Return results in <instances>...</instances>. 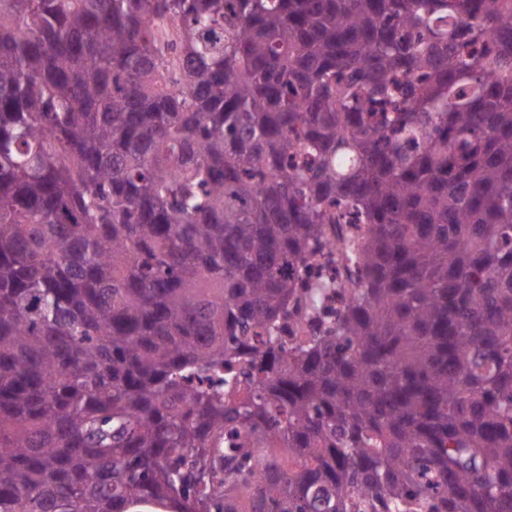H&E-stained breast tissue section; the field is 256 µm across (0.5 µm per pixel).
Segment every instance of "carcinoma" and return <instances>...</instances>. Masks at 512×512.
Instances as JSON below:
<instances>
[{"label": "carcinoma", "mask_w": 512, "mask_h": 512, "mask_svg": "<svg viewBox=\"0 0 512 512\" xmlns=\"http://www.w3.org/2000/svg\"><path fill=\"white\" fill-rule=\"evenodd\" d=\"M137 506L512 512V0H0V512Z\"/></svg>", "instance_id": "carcinoma-1"}]
</instances>
